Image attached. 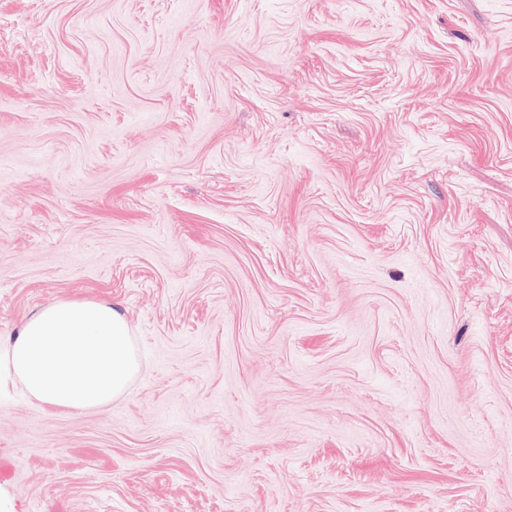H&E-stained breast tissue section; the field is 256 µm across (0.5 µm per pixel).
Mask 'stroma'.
Masks as SVG:
<instances>
[{
  "instance_id": "stroma-1",
  "label": "stroma",
  "mask_w": 512,
  "mask_h": 512,
  "mask_svg": "<svg viewBox=\"0 0 512 512\" xmlns=\"http://www.w3.org/2000/svg\"><path fill=\"white\" fill-rule=\"evenodd\" d=\"M63 299L141 366L0 389V512H512V0H0V345Z\"/></svg>"
}]
</instances>
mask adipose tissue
<instances>
[{
    "label": "adipose tissue",
    "instance_id": "1",
    "mask_svg": "<svg viewBox=\"0 0 512 512\" xmlns=\"http://www.w3.org/2000/svg\"><path fill=\"white\" fill-rule=\"evenodd\" d=\"M138 368L129 323L106 302L57 301L0 347V373L55 410L107 407L127 392Z\"/></svg>",
    "mask_w": 512,
    "mask_h": 512
}]
</instances>
